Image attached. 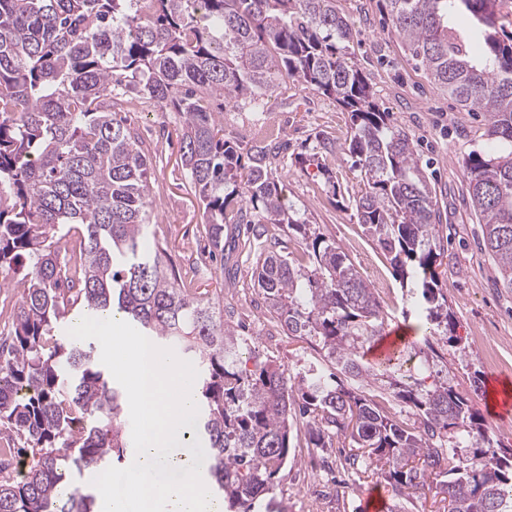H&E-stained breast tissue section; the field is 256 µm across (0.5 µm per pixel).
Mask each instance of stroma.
<instances>
[{
  "label": "stroma",
  "instance_id": "obj_1",
  "mask_svg": "<svg viewBox=\"0 0 512 512\" xmlns=\"http://www.w3.org/2000/svg\"><path fill=\"white\" fill-rule=\"evenodd\" d=\"M349 22L353 38L348 51L369 77L375 100L389 114L391 125L414 139L423 165L433 175L443 223L448 226L446 265L440 280L453 315L454 334L465 348L467 362L449 358L455 389L473 410L487 420L498 443L512 448V413L493 417L483 404V386L492 379L512 381V289L497 282L495 265L479 245L480 227L462 189V162L472 152L492 151L485 135L486 120L468 112L447 92L434 85L416 65L397 33L385 23L383 0H336ZM127 126L150 148L148 181L155 202L154 229L166 243L175 271L197 291H224V317L241 322L261 351L293 372L303 371L315 349L306 339L267 336L272 322L255 279V259L224 245V261L211 257L203 227L202 209L191 192L181 164L179 117L161 111L148 99L130 96L123 112ZM278 125V139L287 149L275 159L283 197L301 222L335 242L362 276L379 270L384 286L375 288L387 329L407 330L412 341L423 332L411 313L408 292L402 288L388 256L368 238L356 218L354 200L363 188L349 156L321 152L317 139L326 135L347 146L352 134L347 112L332 99L293 81L259 101L241 99L224 104V133L241 153L255 142L252 129L268 120ZM288 466L276 479L275 505L287 512H362L369 494L379 502L390 499L386 484L354 477L337 463L339 448L313 449L305 426L292 429ZM349 486L346 495L315 497L310 485L318 480Z\"/></svg>",
  "mask_w": 512,
  "mask_h": 512
}]
</instances>
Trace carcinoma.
Here are the masks:
<instances>
[{
	"instance_id": "obj_1",
	"label": "carcinoma",
	"mask_w": 512,
	"mask_h": 512,
	"mask_svg": "<svg viewBox=\"0 0 512 512\" xmlns=\"http://www.w3.org/2000/svg\"><path fill=\"white\" fill-rule=\"evenodd\" d=\"M391 26L434 82L487 136L509 146L474 152L463 177L483 246L512 288V33L499 0H385ZM469 16L475 35L448 25ZM336 0H0V288L18 290L0 336V512H94L75 484L124 462L127 395L96 348L60 321L108 312L156 345L198 354L193 390L206 472L224 512H257L288 466L295 415L313 447L349 440L342 468L391 487L387 512L410 493L447 512H512V448L449 378L435 343L458 344L437 266L443 224L412 136L394 129L359 66ZM292 79L350 115L345 148L360 171L358 223L420 295L424 346L398 345L369 362L385 331L373 288L347 255L300 224L270 167L275 147L241 164L212 100L256 99ZM135 91L180 115L182 166L224 253L226 224H285L306 263L262 248L255 272L266 313L288 336L312 338L336 365L312 363L300 383L260 353L219 298L196 295L153 234L150 157L117 118ZM230 186L232 190L224 192ZM75 231L74 267L58 260ZM383 390L419 426L406 429L369 394Z\"/></svg>"
}]
</instances>
